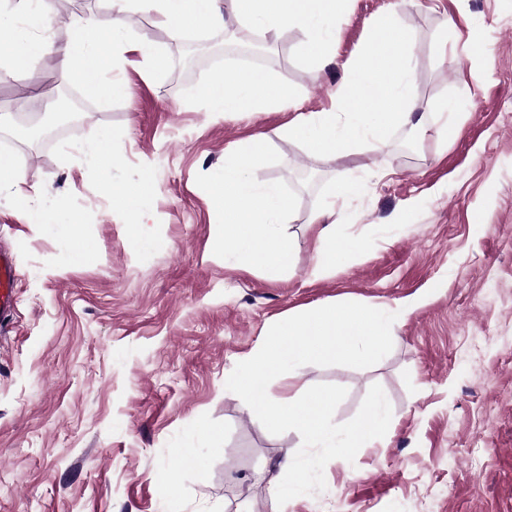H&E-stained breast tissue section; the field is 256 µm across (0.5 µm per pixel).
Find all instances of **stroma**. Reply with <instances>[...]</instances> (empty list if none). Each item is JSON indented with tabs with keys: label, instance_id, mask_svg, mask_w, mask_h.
Returning <instances> with one entry per match:
<instances>
[{
	"label": "stroma",
	"instance_id": "obj_1",
	"mask_svg": "<svg viewBox=\"0 0 512 512\" xmlns=\"http://www.w3.org/2000/svg\"><path fill=\"white\" fill-rule=\"evenodd\" d=\"M392 2L347 0L336 57L320 65L303 54L301 31L283 29L263 71L304 111L328 109ZM221 7V29L127 14L129 37L158 46L167 67L146 74L127 53L111 72L124 96L88 98L81 127L50 143L18 136L11 100L37 81L41 107L52 108L53 90L73 82L58 55L73 15L105 33L110 0L46 6L26 24L52 52L0 68V148L53 217L29 223L0 191V251L19 274L17 307L0 327V512H512V0H403L411 110L429 130L414 122L386 146L337 160L280 137L293 108L208 112L198 92L218 76L209 57L179 75L188 41L240 31L230 0ZM447 99L464 106L443 139L434 128ZM105 130L116 161L103 176L85 151ZM259 134L270 150L254 178L294 201L282 226L295 241L289 276L241 269L215 244L210 182L226 149ZM140 180L153 190L150 208L118 212L111 187ZM340 180L357 190L336 205V234L363 252L320 280L310 219ZM75 237L88 249L81 262ZM347 301L417 307L378 364L304 365L272 389L344 386L334 414L344 423L378 384L391 428L354 462L329 461L324 491L277 505L270 479L301 437L268 433L224 381L276 321Z\"/></svg>",
	"mask_w": 512,
	"mask_h": 512
}]
</instances>
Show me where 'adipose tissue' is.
<instances>
[{
  "instance_id": "obj_1",
  "label": "adipose tissue",
  "mask_w": 512,
  "mask_h": 512,
  "mask_svg": "<svg viewBox=\"0 0 512 512\" xmlns=\"http://www.w3.org/2000/svg\"><path fill=\"white\" fill-rule=\"evenodd\" d=\"M122 9L142 8L159 14L180 27L211 29L223 26L220 0H117ZM346 0H231L235 18L256 25L264 35L278 37L282 29L292 27L306 36L304 51L314 61L323 62L334 52L336 21L344 11ZM45 0H16L12 10H0V53L11 68L26 66L44 54L45 40L29 36L21 27L23 18L42 13ZM73 37L62 52L64 70L83 80L86 92L93 96H122L124 85L105 79L107 70L121 60L126 49H134L148 70L165 67L162 51L147 41L129 43L121 19H114L109 39L111 54H103L92 34L91 20L77 16L71 21ZM202 95L211 112L231 116L246 111H263L283 106H297L298 98L287 85L275 82L261 72H251L235 81H216ZM269 151V142L253 138L231 149L224 158V171L211 186L215 209L222 218L220 246L230 247L236 263L244 268L259 267L271 275L290 271L294 252L292 238L283 233L281 224L293 218V200L278 184L258 182L251 167ZM335 213L326 204L312 218L319 224L317 262L313 274L318 278L332 275L340 252L361 253L358 242L340 246L336 239Z\"/></svg>"
}]
</instances>
